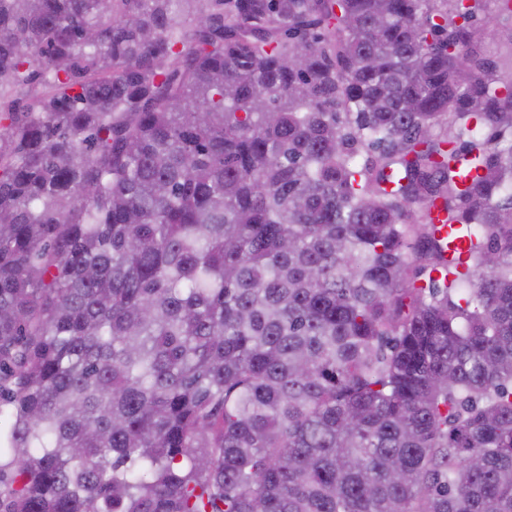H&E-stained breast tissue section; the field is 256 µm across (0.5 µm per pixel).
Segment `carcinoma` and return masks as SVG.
<instances>
[{
  "label": "carcinoma",
  "instance_id": "carcinoma-1",
  "mask_svg": "<svg viewBox=\"0 0 512 512\" xmlns=\"http://www.w3.org/2000/svg\"><path fill=\"white\" fill-rule=\"evenodd\" d=\"M501 10L0 0V512H512Z\"/></svg>",
  "mask_w": 512,
  "mask_h": 512
}]
</instances>
